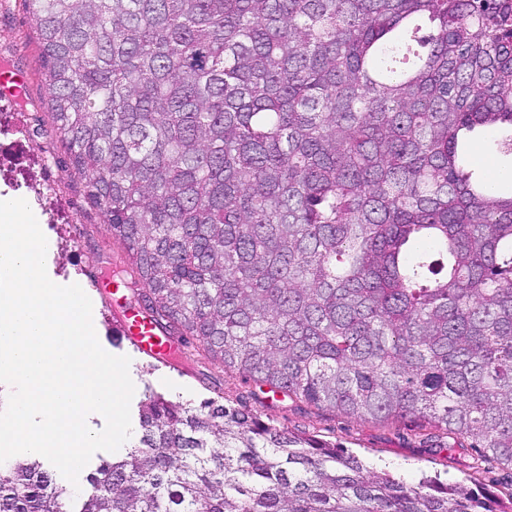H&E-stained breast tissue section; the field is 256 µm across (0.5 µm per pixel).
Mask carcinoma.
I'll list each match as a JSON object with an SVG mask.
<instances>
[{
    "label": "carcinoma",
    "instance_id": "carcinoma-1",
    "mask_svg": "<svg viewBox=\"0 0 512 512\" xmlns=\"http://www.w3.org/2000/svg\"><path fill=\"white\" fill-rule=\"evenodd\" d=\"M54 131L168 337L289 399L512 468V0H28ZM430 23L418 37L419 20ZM79 494L0 465V512H490L257 412L146 390ZM500 135L496 130H486L478 135L472 142L470 151L468 152V161L474 163L485 170L487 167H494L498 170L508 173L509 179L502 181L506 187H511L512 175V156H504L499 151L497 145ZM509 184V185H507Z\"/></svg>",
    "mask_w": 512,
    "mask_h": 512
}]
</instances>
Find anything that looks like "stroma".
Wrapping results in <instances>:
<instances>
[{
	"label": "stroma",
	"instance_id": "stroma-1",
	"mask_svg": "<svg viewBox=\"0 0 512 512\" xmlns=\"http://www.w3.org/2000/svg\"><path fill=\"white\" fill-rule=\"evenodd\" d=\"M22 71L26 82L18 95L0 97V195L25 199L39 223L59 243L47 266L56 284H78L94 297L93 320L100 345L126 355L134 369V401L151 388L191 404L208 399L245 407L264 421L293 433H311L359 455L367 466L389 471L407 483L423 476L462 483L492 505L494 512H512V469L490 462L476 466L477 456L466 439L446 448L423 444L413 424L357 422L314 406L277 401L264 406L254 398L252 379L225 371L220 363L201 362L192 348H182L174 363H159L139 353L124 335L113 308L122 295L105 303L93 285L94 276L125 278L128 255L98 208L86 198V180L53 132L50 94L41 49L25 0H0V67Z\"/></svg>",
	"mask_w": 512,
	"mask_h": 512
}]
</instances>
